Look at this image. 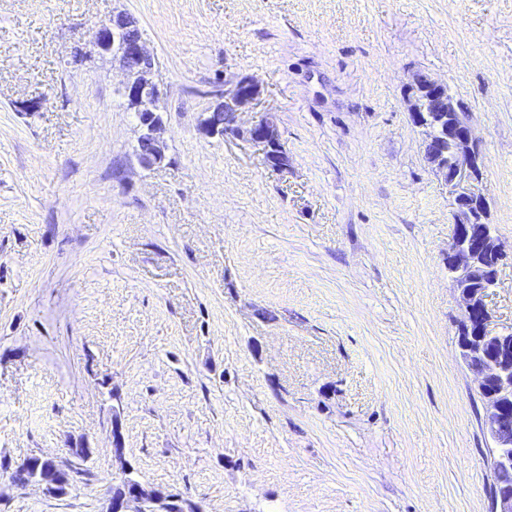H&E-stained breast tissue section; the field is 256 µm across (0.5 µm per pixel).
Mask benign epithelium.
<instances>
[{"label": "benign epithelium", "mask_w": 512, "mask_h": 512, "mask_svg": "<svg viewBox=\"0 0 512 512\" xmlns=\"http://www.w3.org/2000/svg\"><path fill=\"white\" fill-rule=\"evenodd\" d=\"M93 45L98 54L111 55L121 64L122 95L129 108L137 112L142 127L139 163L146 169L162 164L166 155L159 136L161 90L154 78V55L133 24L102 25L94 34ZM257 95L252 79H239L205 110L200 132L206 136H241V129L235 125L236 113ZM405 96L411 121L425 130V144L436 146V150L425 152V158L452 200L448 271L465 305L459 347L484 401V427L493 442L490 466L494 473L511 469L512 424L505 420L501 402L503 396L512 395V331L489 329L485 303L505 254L498 237L481 223L488 212V201L480 190L484 168L480 141L469 123L467 107L448 93L445 84L417 73L406 84ZM247 134L251 142L262 147L264 156L274 151L284 153L272 118H262ZM106 512H167L165 496L136 484L131 493L111 497Z\"/></svg>", "instance_id": "obj_1"}]
</instances>
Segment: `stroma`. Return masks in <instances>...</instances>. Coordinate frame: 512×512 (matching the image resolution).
Returning <instances> with one entry per match:
<instances>
[{
	"instance_id": "obj_1",
	"label": "stroma",
	"mask_w": 512,
	"mask_h": 512,
	"mask_svg": "<svg viewBox=\"0 0 512 512\" xmlns=\"http://www.w3.org/2000/svg\"><path fill=\"white\" fill-rule=\"evenodd\" d=\"M120 12L157 60L149 170L90 45ZM417 73L469 109L510 330L512 0H0V512H105L125 465L202 512H491ZM243 77L284 170L198 130ZM76 448L67 494L13 482Z\"/></svg>"
}]
</instances>
